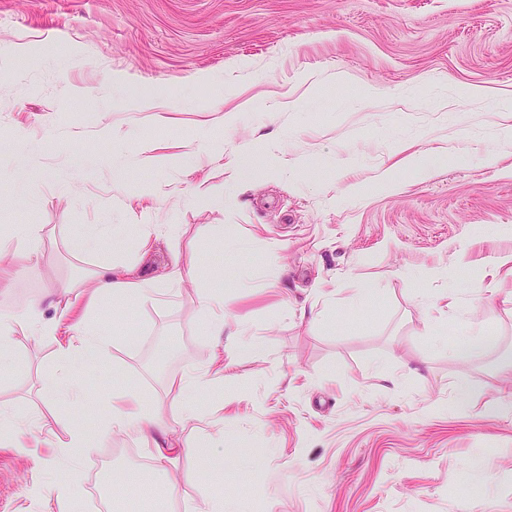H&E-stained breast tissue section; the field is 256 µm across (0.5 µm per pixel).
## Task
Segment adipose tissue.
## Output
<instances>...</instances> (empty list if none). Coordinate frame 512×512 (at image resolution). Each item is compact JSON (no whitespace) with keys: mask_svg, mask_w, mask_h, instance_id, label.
<instances>
[{"mask_svg":"<svg viewBox=\"0 0 512 512\" xmlns=\"http://www.w3.org/2000/svg\"><path fill=\"white\" fill-rule=\"evenodd\" d=\"M188 225L170 224L159 229L155 224L139 227L137 247L142 253H149L160 235H167L174 247V259L169 266L167 277L181 283L194 279L200 267V260L194 240L188 239ZM17 237L26 240L28 247L23 253H16L0 245V296L9 295L21 262L47 265L52 254L45 245L37 243L36 230L30 225H20ZM157 290L135 267L124 264H107L90 271L83 278L47 289L46 296L56 311L52 320L42 318L40 301H32L24 308L0 315V377L16 372L21 355L15 343L17 336L35 339L49 338L55 344L51 369L43 377L45 393L56 399L79 404L87 397L85 387L75 376L76 368L92 365L104 358L108 352V341L99 330L81 327L74 322V311L78 299L88 298L89 302L106 299L115 305L129 302L152 303ZM199 308L203 313L202 330L205 335L222 342V352L214 354L205 374L192 372L171 378L170 388L176 389L181 399V413L188 419H199L201 409L198 396L209 380L224 377V356L236 349L247 348L253 354H261L258 342L249 340L244 330L227 331L224 319V297L206 289L199 293ZM106 432L135 434L154 451L157 461H173L184 451L183 443L175 439L169 426L159 415L157 408L143 407L134 393L114 396L112 409L104 422Z\"/></svg>","mask_w":512,"mask_h":512,"instance_id":"adipose-tissue-1","label":"adipose tissue"}]
</instances>
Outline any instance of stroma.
I'll return each instance as SVG.
<instances>
[{"label": "stroma", "mask_w": 512, "mask_h": 512, "mask_svg": "<svg viewBox=\"0 0 512 512\" xmlns=\"http://www.w3.org/2000/svg\"><path fill=\"white\" fill-rule=\"evenodd\" d=\"M509 126L512 0H0V244L33 224L57 279L137 261L161 287L173 248L162 238L139 259L136 225L224 227L165 305L89 312L111 349L80 371L81 407L40 392L55 346L23 336L26 366L0 380V402L101 433L75 465L78 512H95L93 479L155 465L136 435L103 432L129 390L182 442L224 437L179 459L163 512L220 498L246 512H512V278L487 277L512 253ZM203 137L212 154L185 157ZM245 147L241 182L225 163ZM204 186L223 203L199 202ZM80 224L126 235L76 255ZM47 286L24 265L0 313ZM201 288L264 349L207 384L204 423L167 386L216 350ZM474 335L478 353L448 355ZM70 466L53 441L0 451V512H46L33 481L53 487Z\"/></svg>", "instance_id": "35a3bbf8"}]
</instances>
